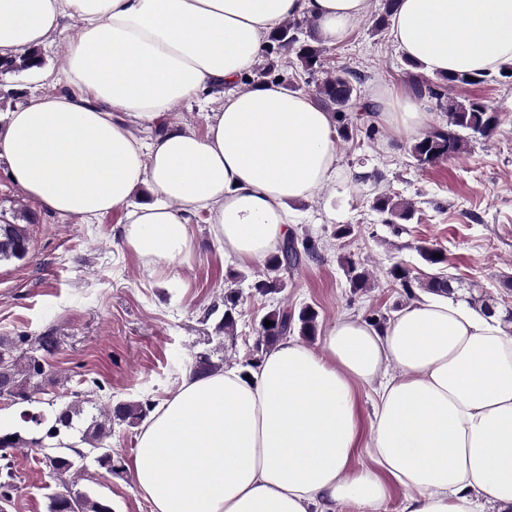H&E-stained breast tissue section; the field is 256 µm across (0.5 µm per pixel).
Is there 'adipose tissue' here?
I'll use <instances>...</instances> for the list:
<instances>
[{
    "label": "adipose tissue",
    "mask_w": 512,
    "mask_h": 512,
    "mask_svg": "<svg viewBox=\"0 0 512 512\" xmlns=\"http://www.w3.org/2000/svg\"><path fill=\"white\" fill-rule=\"evenodd\" d=\"M368 0H0V58L66 39L56 89L0 129L12 182L51 213L123 211V240L165 268L204 215L225 254L265 261L289 201L336 177L333 113L282 85L234 90L286 21L343 42ZM391 35L432 74L512 64V0H397ZM218 99L203 132L164 119ZM427 99L390 97L379 120L415 134ZM153 131L135 137L131 125ZM151 201L130 206L138 189ZM378 383L363 420L359 386ZM367 449L373 467L352 461ZM151 512H512V333L497 315L425 298L378 329L348 316L320 350L286 336L250 371L185 374L127 463Z\"/></svg>",
    "instance_id": "1"
}]
</instances>
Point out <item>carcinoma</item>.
<instances>
[{
  "instance_id": "obj_1",
  "label": "carcinoma",
  "mask_w": 512,
  "mask_h": 512,
  "mask_svg": "<svg viewBox=\"0 0 512 512\" xmlns=\"http://www.w3.org/2000/svg\"><path fill=\"white\" fill-rule=\"evenodd\" d=\"M304 21L291 20L276 31L265 46L267 54L282 52L295 54L298 65L309 76L319 73L323 78L316 87V98L320 104L336 114L342 121L338 127L339 136L345 140L353 138L350 127L345 124L347 113L356 110L367 115L377 111V105L362 95L360 73L349 67L328 68L324 57V49L313 32L303 30ZM35 65H42V58L35 49H28L15 57L0 62V73L12 74L27 71ZM485 77L477 76L470 80L465 74H451L432 82L413 79L411 90L420 98H428L435 102L439 109L447 112L448 122L424 132L409 146L413 158L422 166L437 165L463 152L469 139L479 136L489 139L496 128V118L487 112V108L477 100H459L449 96L448 91L459 85H475L483 82ZM374 208L388 216V223L398 220L409 221L413 210L402 202L385 194L374 201ZM30 237L25 224H0V261L12 258L22 260L29 254ZM315 245L309 240L301 243L288 236L279 245L277 253L271 255L266 262L267 273L264 278L254 281L252 288L262 296L276 294L286 288V274L299 265L302 255L313 252ZM390 282L400 288L407 298L415 297V289L423 288L435 295H451V287L447 275L439 273L424 281L412 276L411 270L401 262H395L387 272ZM239 293L230 290L224 293V316L215 327L218 334H230L239 315ZM266 319L272 325L260 326L255 343L256 357L250 365L259 361L262 353L273 346L280 338L299 332L302 336L315 335L317 313L306 307L294 313L288 309H275ZM36 350L42 355L28 354L18 349L14 342L0 340V380L9 384L3 398L13 402H28L32 395L40 390L37 380L44 378L49 364L46 357L52 355L59 347L54 333L45 332L33 340ZM224 357L219 349L201 352L195 356L193 371L207 375L223 369ZM82 394L73 395V400L56 411L54 423L45 433L47 438H55L63 431L74 428V417L82 412ZM151 406L143 403H119L104 411L105 423H95L83 432L81 442L83 448H48L41 446L42 463L48 468L49 474L62 486L48 497L46 512H112V504L100 497H94L77 489V479L85 470L83 461L93 457L99 467L111 474L123 472L121 461L113 456L112 448L106 443L111 434L107 424L119 421L135 426L144 421ZM21 441L17 433L0 436V460L5 461L4 468L11 469V453Z\"/></svg>"
}]
</instances>
